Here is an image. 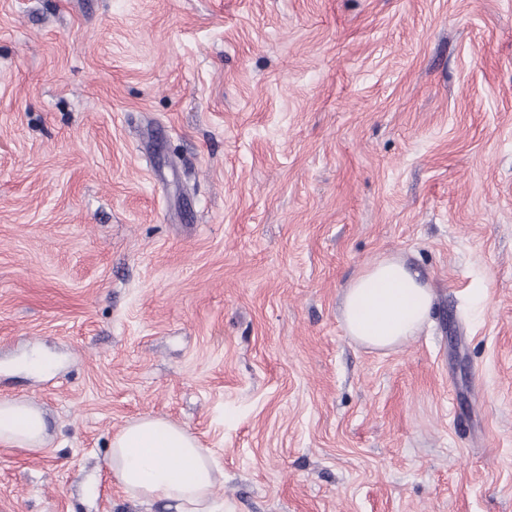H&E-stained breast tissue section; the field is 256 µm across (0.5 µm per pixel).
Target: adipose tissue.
Wrapping results in <instances>:
<instances>
[{
	"mask_svg": "<svg viewBox=\"0 0 512 512\" xmlns=\"http://www.w3.org/2000/svg\"><path fill=\"white\" fill-rule=\"evenodd\" d=\"M433 295L421 275L398 255L366 265L344 292V326L366 347L390 350L421 332ZM42 412L29 403L0 399V443L39 449ZM107 466L129 496L170 504L174 512H224L214 497L219 471L208 449L184 426L146 415L112 438Z\"/></svg>",
	"mask_w": 512,
	"mask_h": 512,
	"instance_id": "ef3b65f1",
	"label": "adipose tissue"
}]
</instances>
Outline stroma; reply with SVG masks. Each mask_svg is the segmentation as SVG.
Wrapping results in <instances>:
<instances>
[{
	"label": "stroma",
	"mask_w": 512,
	"mask_h": 512,
	"mask_svg": "<svg viewBox=\"0 0 512 512\" xmlns=\"http://www.w3.org/2000/svg\"><path fill=\"white\" fill-rule=\"evenodd\" d=\"M1 398L0 512H174L106 466L145 415L226 512H512V0H0ZM432 302L428 283L401 256H383L345 289L344 326L361 345L390 350L418 336ZM45 437L46 423L39 409L15 399H0L1 444L39 449Z\"/></svg>",
	"instance_id": "stroma-1"
}]
</instances>
